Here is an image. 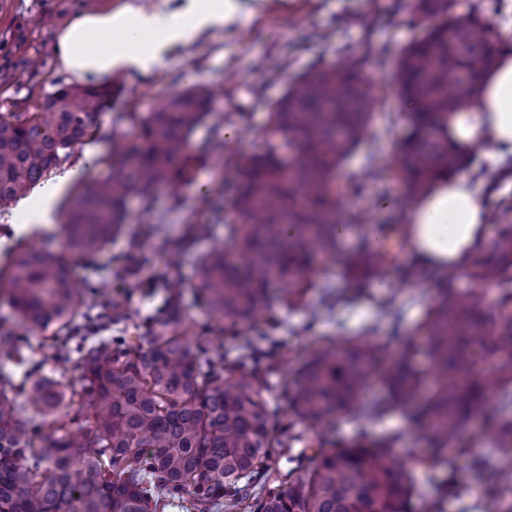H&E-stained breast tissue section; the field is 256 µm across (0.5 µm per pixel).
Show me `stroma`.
<instances>
[{
  "label": "stroma",
  "instance_id": "stroma-1",
  "mask_svg": "<svg viewBox=\"0 0 512 512\" xmlns=\"http://www.w3.org/2000/svg\"><path fill=\"white\" fill-rule=\"evenodd\" d=\"M242 9L223 27L203 31L190 41L168 51L149 75L133 79L116 71L111 76L119 95L100 117L97 134L76 146L60 166L51 171L49 181L63 191L57 210L67 206L66 191L77 181L68 178L74 167H81L82 179L101 171L100 157L110 145L113 133L128 132L132 118H145L161 99L174 96L195 85L213 95L211 114L193 132L196 151L210 149L225 133L236 142V158L228 165H197L192 180L179 187L162 186L151 197L132 196L122 232L104 250L84 259L71 260L74 278L81 285L89 313H97L106 297L121 296L129 311L127 335H134L145 322L178 303L193 326L194 340L220 343L224 335L211 318L207 304L196 287L197 267L214 239L223 238L224 222L235 215L234 203L244 179L249 158L262 150L261 133L270 105L279 99L295 75L340 62H351L377 97L371 131L384 145L372 153L370 144L360 146L344 163L343 174L358 177V192L340 203L342 212H369L375 224H405L408 204L383 209L377 202L385 194H397L389 169L396 163L398 147L408 130L409 107L398 94L395 83L398 51L421 40L427 31L425 20L414 18L407 0H239ZM158 8L162 0H0V40L6 41L12 63L0 68V113L32 112L45 94L67 86L66 76L55 61L54 38L75 13L107 8L120 10L126 5ZM452 14L479 16L491 28L496 47L512 52V0H452ZM80 178V179H81ZM19 203L0 206V227L8 226L10 242L36 243L65 256L61 229L31 234ZM195 224H208L213 238L191 235ZM177 248L179 261L165 265L159 244ZM360 243L357 233L341 240L331 262L315 276L316 288L307 295L305 306L288 310L279 302L278 286H271L269 315L277 325L276 345L265 364L268 398L278 413H285L287 402L280 384L285 366H296L306 348L318 337L336 343L352 339L386 341L399 348L412 340L426 309L433 302L440 283L432 278L416 286L400 283L389 276L386 289L368 288L350 301L327 308V292H343L347 262ZM137 264L135 276H128L129 264ZM182 281L180 292L166 286L167 279ZM390 300L392 312L380 314L379 303ZM357 312L354 320L345 311ZM0 322L13 326L16 336L34 353L28 367L0 354V374H13L22 380L26 368L37 375L76 383L80 370L75 358H60L46 334L19 326L18 319L0 296ZM489 381L485 414L475 416L466 431L468 453L455 456L452 470L457 495L441 499L440 471L419 465L427 456L426 441L395 411L380 422L363 425L351 415L340 416L330 439L347 441L360 430L394 436L395 451L408 464L407 473L416 495L417 512H426L434 501H442L443 512H512V495L494 501L484 497L477 462L490 457L493 446L491 424L486 414L503 400L496 359L482 367Z\"/></svg>",
  "mask_w": 512,
  "mask_h": 512
}]
</instances>
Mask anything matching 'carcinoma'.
<instances>
[{"label":"carcinoma","mask_w":512,"mask_h":512,"mask_svg":"<svg viewBox=\"0 0 512 512\" xmlns=\"http://www.w3.org/2000/svg\"><path fill=\"white\" fill-rule=\"evenodd\" d=\"M450 5L411 0V12L434 23L398 60L411 132L392 175L412 197L466 165L442 121L471 102L494 64L491 30L474 15H451ZM112 93L110 84L60 88L37 112L0 115L1 206L26 197L97 131ZM210 105L209 94L193 87L133 127L137 147L112 136L100 159L104 172L68 200L61 229L73 256L90 255L121 232L131 194L189 178L199 159L191 135ZM373 110L368 89L341 66L299 75L271 105L263 151L250 158L235 204L241 222L224 224L235 257L216 244L198 266V287L229 346L191 343L174 303L133 339L87 337L75 384L37 377L19 390L0 375V512H164L176 499L189 512H413L414 486L390 435L361 432L339 448L320 440L305 475L288 484L271 477L270 461L299 439V424L314 427L342 413L374 423L395 408L429 440L431 468L449 466L450 451L464 452L462 432L482 398L480 363L496 357L503 385H512L511 209L471 271L480 284L502 285L493 306L484 308L480 294L447 289L418 328L434 383L421 402L425 372L413 343L384 367L379 345L325 338L284 373L290 414L281 420L263 395L267 369L258 344L271 335L238 341L268 309L270 282L283 285L285 307L301 303L314 263L336 253L340 220L332 202L356 192L340 170L366 139ZM380 239L383 248L363 245L353 255L351 292H364L391 268L407 284L433 276L398 260L407 242L401 227H380ZM5 258L0 292L21 324L52 333L62 351L83 305L71 269L36 246L9 247ZM14 339L12 327L0 324V351L23 365L26 354ZM376 381L386 399L364 401ZM31 411L49 420L48 431L31 426ZM495 447L500 463L489 465L484 483L492 497L512 491V417L500 419Z\"/></svg>","instance_id":"1"}]
</instances>
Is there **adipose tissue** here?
Masks as SVG:
<instances>
[{
	"mask_svg": "<svg viewBox=\"0 0 512 512\" xmlns=\"http://www.w3.org/2000/svg\"><path fill=\"white\" fill-rule=\"evenodd\" d=\"M238 0H185L175 10L127 7L72 16L55 37V57L69 78L93 85L115 70L150 73L172 46L198 30L223 25L239 11ZM445 131L461 152L489 141L486 163L512 160V54H501L470 107L451 113ZM481 181L445 175L417 197L406 226L410 256L438 274L464 271L485 238L493 202Z\"/></svg>",
	"mask_w": 512,
	"mask_h": 512,
	"instance_id": "ef3b65f1",
	"label": "adipose tissue"
}]
</instances>
